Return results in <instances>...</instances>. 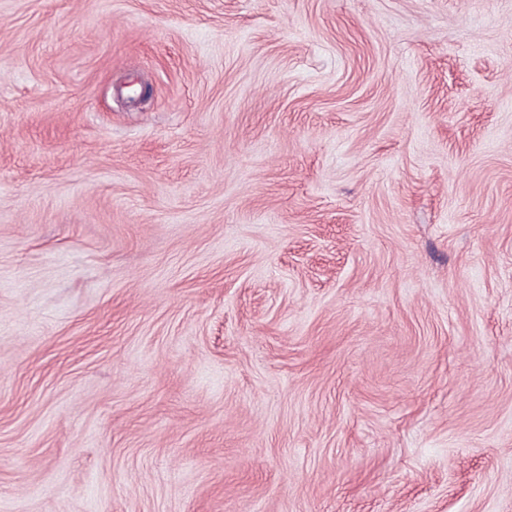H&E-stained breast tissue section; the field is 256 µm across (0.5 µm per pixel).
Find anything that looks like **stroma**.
<instances>
[{
	"label": "stroma",
	"mask_w": 512,
	"mask_h": 512,
	"mask_svg": "<svg viewBox=\"0 0 512 512\" xmlns=\"http://www.w3.org/2000/svg\"><path fill=\"white\" fill-rule=\"evenodd\" d=\"M0 512H512V0H0Z\"/></svg>",
	"instance_id": "35a3bbf8"
}]
</instances>
